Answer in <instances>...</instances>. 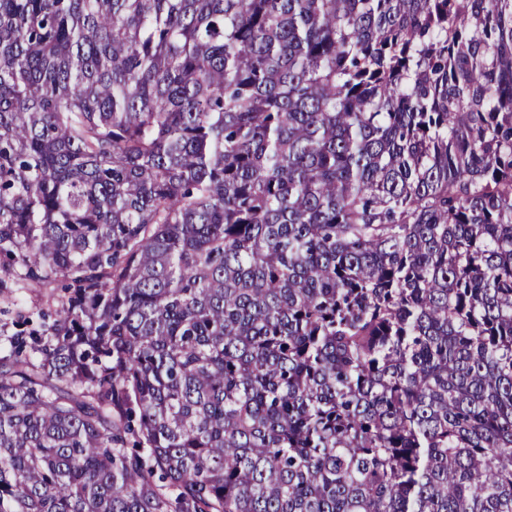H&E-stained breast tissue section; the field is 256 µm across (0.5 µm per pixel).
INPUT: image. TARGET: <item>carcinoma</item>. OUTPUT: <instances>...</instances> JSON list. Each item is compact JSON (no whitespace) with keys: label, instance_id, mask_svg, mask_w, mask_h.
Instances as JSON below:
<instances>
[{"label":"carcinoma","instance_id":"cac0c4a2","mask_svg":"<svg viewBox=\"0 0 512 512\" xmlns=\"http://www.w3.org/2000/svg\"><path fill=\"white\" fill-rule=\"evenodd\" d=\"M0 512H512V0H0ZM64 292L61 284L52 281L43 288L34 291H15L12 294L0 293V327L2 334L8 331L12 334L15 331L13 322L17 319L19 312L43 310L54 314L61 303Z\"/></svg>","mask_w":512,"mask_h":512}]
</instances>
